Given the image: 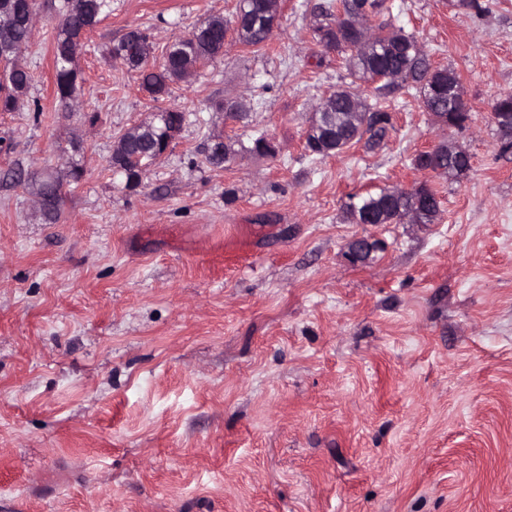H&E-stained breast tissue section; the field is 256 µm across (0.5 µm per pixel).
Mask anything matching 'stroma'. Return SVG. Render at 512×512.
Returning a JSON list of instances; mask_svg holds the SVG:
<instances>
[{
    "label": "stroma",
    "instance_id": "stroma-1",
    "mask_svg": "<svg viewBox=\"0 0 512 512\" xmlns=\"http://www.w3.org/2000/svg\"><path fill=\"white\" fill-rule=\"evenodd\" d=\"M327 2L282 0L266 47L227 34L156 102L112 44L142 29L161 61L238 0H112L63 112L64 0H38L32 82L0 112V512H512V154L491 114L512 94V0H387L381 22L458 76L468 124L364 83L393 130L321 157L314 107L348 80L313 37ZM160 106L184 126L127 189L113 142ZM260 133L274 154L250 153ZM218 137L240 148L223 167ZM446 141L471 157L457 182L413 166ZM50 172L55 224L34 205ZM422 182L435 223L347 215L350 195Z\"/></svg>",
    "mask_w": 512,
    "mask_h": 512
}]
</instances>
